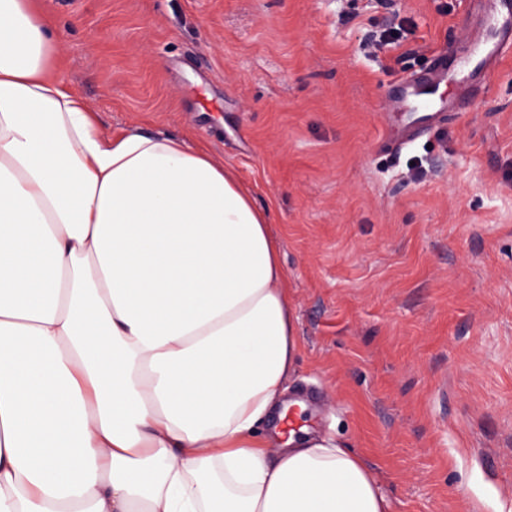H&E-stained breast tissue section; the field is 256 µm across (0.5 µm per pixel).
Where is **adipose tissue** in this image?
I'll return each instance as SVG.
<instances>
[{"instance_id":"adipose-tissue-1","label":"adipose tissue","mask_w":512,"mask_h":512,"mask_svg":"<svg viewBox=\"0 0 512 512\" xmlns=\"http://www.w3.org/2000/svg\"><path fill=\"white\" fill-rule=\"evenodd\" d=\"M0 0V512H390L283 436L297 316L269 208L186 138L105 132Z\"/></svg>"}]
</instances>
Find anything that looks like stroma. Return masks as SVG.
I'll return each instance as SVG.
<instances>
[{
    "label": "stroma",
    "instance_id": "1",
    "mask_svg": "<svg viewBox=\"0 0 512 512\" xmlns=\"http://www.w3.org/2000/svg\"><path fill=\"white\" fill-rule=\"evenodd\" d=\"M103 129L166 131L269 207L298 316L282 432L330 430L392 512H512V56L474 0H37ZM448 55L411 141L398 82Z\"/></svg>",
    "mask_w": 512,
    "mask_h": 512
}]
</instances>
